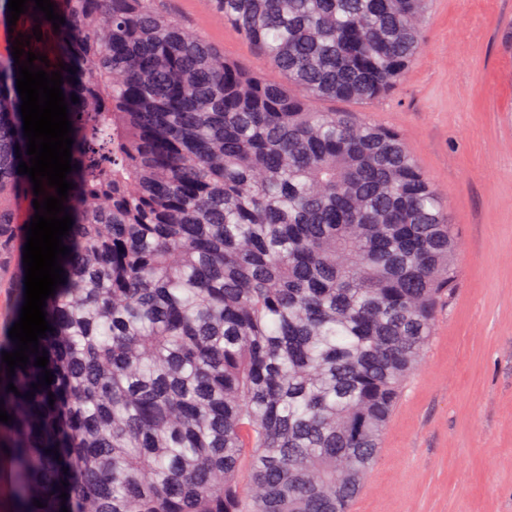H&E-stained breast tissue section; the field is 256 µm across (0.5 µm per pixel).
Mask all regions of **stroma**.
I'll list each match as a JSON object with an SVG mask.
<instances>
[{
    "label": "stroma",
    "instance_id": "1",
    "mask_svg": "<svg viewBox=\"0 0 512 512\" xmlns=\"http://www.w3.org/2000/svg\"><path fill=\"white\" fill-rule=\"evenodd\" d=\"M172 12L278 79L207 0ZM357 110L403 137L444 199L458 277L352 512H512V0H431L423 52Z\"/></svg>",
    "mask_w": 512,
    "mask_h": 512
}]
</instances>
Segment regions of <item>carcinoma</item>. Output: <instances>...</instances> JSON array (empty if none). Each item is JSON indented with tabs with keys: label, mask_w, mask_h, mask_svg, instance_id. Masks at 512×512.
Returning <instances> with one entry per match:
<instances>
[{
	"label": "carcinoma",
	"mask_w": 512,
	"mask_h": 512,
	"mask_svg": "<svg viewBox=\"0 0 512 512\" xmlns=\"http://www.w3.org/2000/svg\"><path fill=\"white\" fill-rule=\"evenodd\" d=\"M51 2V48L76 69L54 67L73 225L39 339L52 384L31 388L34 354L12 377L0 362V497L347 512L453 292L455 245L398 133L313 104L383 97L423 50L429 0H209L283 83L225 60L165 0ZM27 6L23 29L43 25ZM1 75L0 254L20 201L32 217L43 200L18 174L10 53Z\"/></svg>",
	"instance_id": "obj_1"
}]
</instances>
